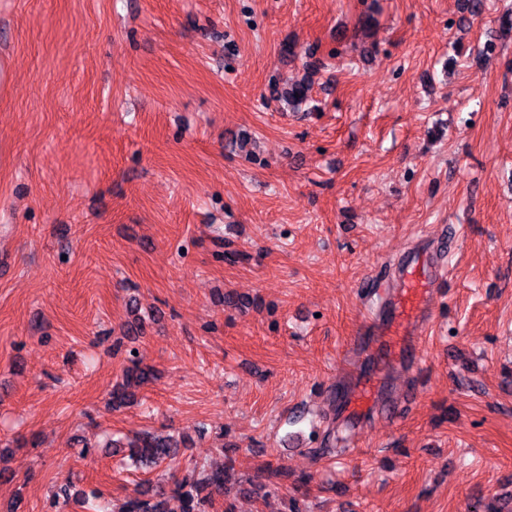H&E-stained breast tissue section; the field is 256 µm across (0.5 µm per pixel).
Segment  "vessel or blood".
Here are the masks:
<instances>
[{
  "label": "vessel or blood",
  "mask_w": 512,
  "mask_h": 512,
  "mask_svg": "<svg viewBox=\"0 0 512 512\" xmlns=\"http://www.w3.org/2000/svg\"><path fill=\"white\" fill-rule=\"evenodd\" d=\"M449 285L438 258L425 261L420 252L412 251L398 260L391 295L372 305L373 361L361 374L351 400L356 415L372 410L387 368L418 362V338L433 318L437 293Z\"/></svg>",
  "instance_id": "b4317fda"
}]
</instances>
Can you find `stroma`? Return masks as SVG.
<instances>
[{"instance_id": "obj_1", "label": "stroma", "mask_w": 512, "mask_h": 512, "mask_svg": "<svg viewBox=\"0 0 512 512\" xmlns=\"http://www.w3.org/2000/svg\"><path fill=\"white\" fill-rule=\"evenodd\" d=\"M458 2L0 0V512L116 510L145 429L186 440L165 481L232 459L238 512H512V0ZM304 77L314 111L273 99ZM415 249L450 294L352 417ZM136 322L158 375L113 410ZM71 485L69 481L62 480L55 485V491L53 493V506L55 508V512H68L72 504H76L79 507L84 509L91 510L93 512H105V506L100 502H92L90 503V499L86 497L80 498L78 496H73L71 494ZM80 499L81 501H77Z\"/></svg>"}]
</instances>
